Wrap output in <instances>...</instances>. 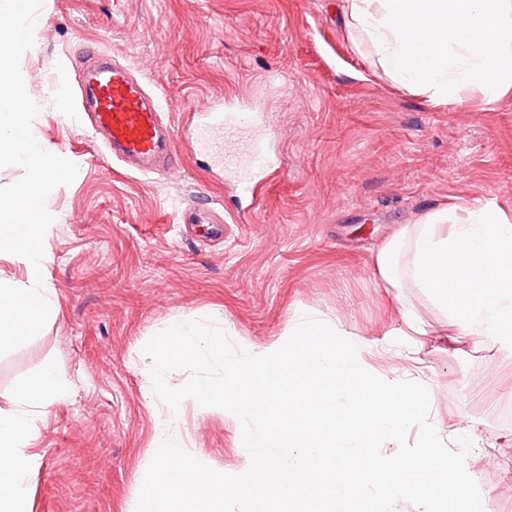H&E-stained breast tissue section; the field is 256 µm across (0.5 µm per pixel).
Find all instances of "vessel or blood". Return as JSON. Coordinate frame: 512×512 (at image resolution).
Masks as SVG:
<instances>
[{"label":"vessel or blood","mask_w":512,"mask_h":512,"mask_svg":"<svg viewBox=\"0 0 512 512\" xmlns=\"http://www.w3.org/2000/svg\"><path fill=\"white\" fill-rule=\"evenodd\" d=\"M81 93L79 117L89 122L106 152L116 161L133 165L135 172L149 175L167 166L175 148L179 125H162L157 102L148 97L145 83L131 70L96 49L87 50L78 81ZM192 151L207 155L217 171H230L233 189L242 197H255L256 185L248 171L265 166L269 160L266 138L240 140L241 116L216 104L188 120ZM182 221L196 225L203 233L219 232L226 219L216 207L194 208L183 213Z\"/></svg>","instance_id":"b4317fda"}]
</instances>
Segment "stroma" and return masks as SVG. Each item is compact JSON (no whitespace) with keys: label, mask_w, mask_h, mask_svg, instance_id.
<instances>
[{"label":"stroma","mask_w":512,"mask_h":512,"mask_svg":"<svg viewBox=\"0 0 512 512\" xmlns=\"http://www.w3.org/2000/svg\"><path fill=\"white\" fill-rule=\"evenodd\" d=\"M339 0H44L35 44L20 62L40 112L35 135L78 167L46 200L47 277L59 312L0 356V406L14 383L64 364L71 398L39 424L43 455L33 512H127L140 492L155 427L143 346L172 320L224 315L237 347L281 340L295 313L314 312L366 345L370 373L413 380L444 431L467 422L465 462L484 512H512V356L491 341L449 346L448 320L413 288H391L376 251L400 225L445 207L497 204L512 212V94L477 105L428 104L400 88ZM142 78L164 117L180 120L217 97L264 116L274 165L243 211L203 155L177 145L168 170L142 176L112 163L91 130L57 101L78 98L88 47ZM222 205V238L185 237V207ZM426 336L403 335L404 312ZM183 446L232 475L251 458L220 412L183 406Z\"/></svg>","instance_id":"obj_1"}]
</instances>
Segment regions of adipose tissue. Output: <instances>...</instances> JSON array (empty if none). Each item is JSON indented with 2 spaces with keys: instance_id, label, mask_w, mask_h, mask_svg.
<instances>
[{
  "instance_id": "adipose-tissue-1",
  "label": "adipose tissue",
  "mask_w": 512,
  "mask_h": 512,
  "mask_svg": "<svg viewBox=\"0 0 512 512\" xmlns=\"http://www.w3.org/2000/svg\"><path fill=\"white\" fill-rule=\"evenodd\" d=\"M343 13L394 80L432 105L459 101L467 86L488 103L512 92V0H344ZM375 268L389 287L429 296L452 335L512 355V217L502 209L443 208L402 225ZM70 393L67 371L50 363L0 407V512H31L37 423Z\"/></svg>"
}]
</instances>
